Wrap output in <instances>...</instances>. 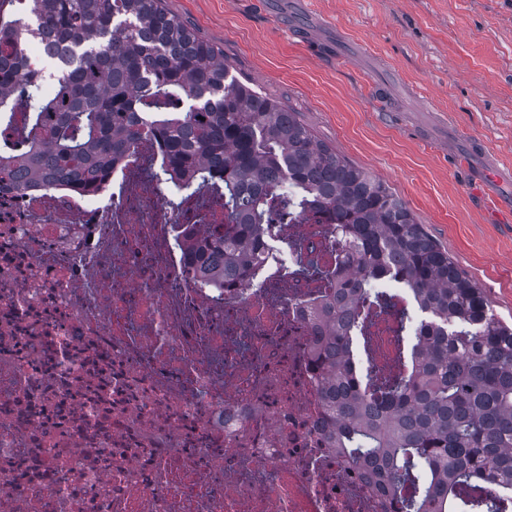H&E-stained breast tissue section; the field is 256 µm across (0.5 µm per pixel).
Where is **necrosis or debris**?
Segmentation results:
<instances>
[{"label": "necrosis or debris", "instance_id": "obj_1", "mask_svg": "<svg viewBox=\"0 0 512 512\" xmlns=\"http://www.w3.org/2000/svg\"><path fill=\"white\" fill-rule=\"evenodd\" d=\"M133 147L96 192L0 182V512H399L332 448L316 311L351 253L328 212L281 222L273 260L203 287L179 224L213 233L222 195L171 207ZM366 309L373 363L401 310Z\"/></svg>", "mask_w": 512, "mask_h": 512}]
</instances>
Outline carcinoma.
Returning <instances> with one entry per match:
<instances>
[{
  "label": "carcinoma",
  "mask_w": 512,
  "mask_h": 512,
  "mask_svg": "<svg viewBox=\"0 0 512 512\" xmlns=\"http://www.w3.org/2000/svg\"><path fill=\"white\" fill-rule=\"evenodd\" d=\"M41 32L68 52L50 94L25 62ZM205 94L197 109L169 106ZM13 112L28 113L23 151H0V180L16 187L91 184L151 137L163 143L154 177L169 204L193 182L224 184L222 228L179 232L193 257H208L210 288L246 277L262 250L288 263L273 207L295 220L332 210L354 265L321 305L330 444L383 498L411 489L401 512H502L512 501V327L386 183L231 75L224 54L163 0H0V124ZM399 289L415 309L400 318L396 368L382 372L361 308L385 306ZM486 484L499 495L477 492Z\"/></svg>",
  "instance_id": "1"
}]
</instances>
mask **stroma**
I'll return each instance as SVG.
<instances>
[{
	"label": "stroma",
	"mask_w": 512,
	"mask_h": 512,
	"mask_svg": "<svg viewBox=\"0 0 512 512\" xmlns=\"http://www.w3.org/2000/svg\"><path fill=\"white\" fill-rule=\"evenodd\" d=\"M381 178L512 325V0H165Z\"/></svg>",
	"instance_id": "stroma-1"
}]
</instances>
